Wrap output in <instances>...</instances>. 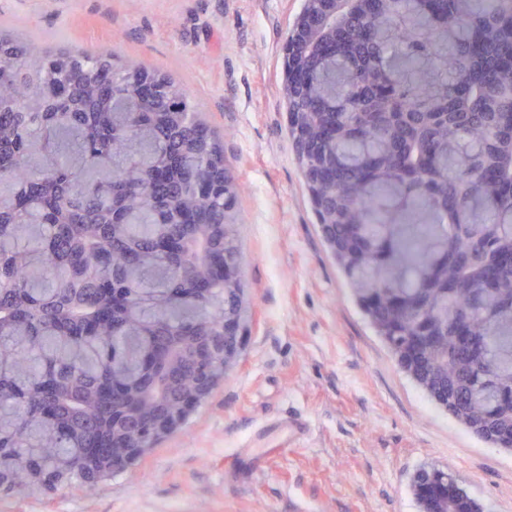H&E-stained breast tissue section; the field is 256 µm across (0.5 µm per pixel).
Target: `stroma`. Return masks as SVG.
Here are the masks:
<instances>
[{
	"label": "stroma",
	"instance_id": "35a3bbf8",
	"mask_svg": "<svg viewBox=\"0 0 512 512\" xmlns=\"http://www.w3.org/2000/svg\"><path fill=\"white\" fill-rule=\"evenodd\" d=\"M303 0H0V30L111 48L169 75L241 185L247 331L224 382L131 469L0 512H420L424 468L480 512H512V452L480 441L398 365L347 288L288 139L284 35ZM306 423L292 437L289 418ZM251 466L236 475L232 455Z\"/></svg>",
	"mask_w": 512,
	"mask_h": 512
}]
</instances>
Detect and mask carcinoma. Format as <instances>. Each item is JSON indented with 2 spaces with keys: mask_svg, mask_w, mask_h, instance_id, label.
<instances>
[{
  "mask_svg": "<svg viewBox=\"0 0 512 512\" xmlns=\"http://www.w3.org/2000/svg\"><path fill=\"white\" fill-rule=\"evenodd\" d=\"M128 69L0 35V493L47 490L33 467L90 489L139 383L184 423L180 392L224 380L201 358L224 313L244 323L223 146L181 84L145 105ZM305 73L288 138L348 286L400 367L448 337L417 383L511 438L512 0H362Z\"/></svg>",
  "mask_w": 512,
  "mask_h": 512,
  "instance_id": "1",
  "label": "carcinoma"
}]
</instances>
